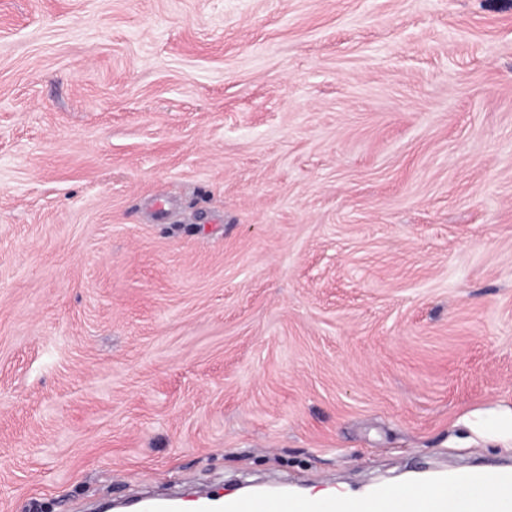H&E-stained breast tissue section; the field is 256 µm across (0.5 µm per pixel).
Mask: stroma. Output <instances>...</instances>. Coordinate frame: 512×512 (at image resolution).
I'll return each mask as SVG.
<instances>
[{"label": "stroma", "instance_id": "stroma-1", "mask_svg": "<svg viewBox=\"0 0 512 512\" xmlns=\"http://www.w3.org/2000/svg\"><path fill=\"white\" fill-rule=\"evenodd\" d=\"M512 0H0V512L512 467Z\"/></svg>", "mask_w": 512, "mask_h": 512}]
</instances>
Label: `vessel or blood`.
<instances>
[{
    "instance_id": "b4317fda",
    "label": "vessel or blood",
    "mask_w": 512,
    "mask_h": 512,
    "mask_svg": "<svg viewBox=\"0 0 512 512\" xmlns=\"http://www.w3.org/2000/svg\"><path fill=\"white\" fill-rule=\"evenodd\" d=\"M459 483L469 489L466 500L457 503L458 512H485L481 491L486 477L481 473L462 474ZM397 512H448V497L437 485L417 488L403 501H396L390 488L380 487L357 496L315 499L291 497L284 493H254L227 496L218 500L198 499L194 512H386L388 505Z\"/></svg>"
}]
</instances>
